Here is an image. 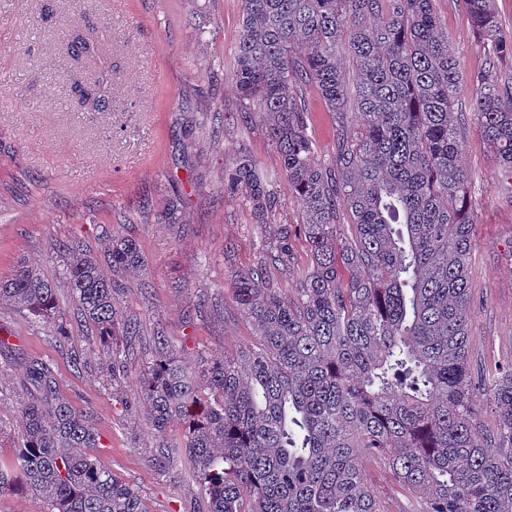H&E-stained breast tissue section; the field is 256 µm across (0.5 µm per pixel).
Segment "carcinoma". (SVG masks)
<instances>
[{"mask_svg": "<svg viewBox=\"0 0 512 512\" xmlns=\"http://www.w3.org/2000/svg\"><path fill=\"white\" fill-rule=\"evenodd\" d=\"M486 52L470 110L448 30L433 0H241L232 79L239 120L264 125L290 190L311 263L294 287L288 227L264 238V261L232 288L255 344L202 355L190 366L168 340L140 374L138 400L162 434L184 425L182 445L204 512H388L363 471L376 464L420 512H512V364L475 367L468 266L472 183L462 129L476 124L512 172V31L492 0H460ZM65 54L97 56L79 30ZM310 84L334 123L336 153L318 155L305 100ZM78 104L112 109L100 83L74 87ZM224 193L267 225L274 192L241 152L224 169ZM348 210L355 236L340 238ZM77 315L112 368L136 323L116 295L120 274L144 263L131 236H109L110 271L77 243L62 246ZM8 302L67 336L57 284L19 263L0 279ZM30 395L18 407L14 457L0 461V491H32L48 512H146L137 489L101 467L90 415L58 392L52 364L24 361ZM492 405V430L478 408Z\"/></svg>", "mask_w": 512, "mask_h": 512, "instance_id": "carcinoma-1", "label": "carcinoma"}]
</instances>
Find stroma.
Instances as JSON below:
<instances>
[{
    "instance_id": "35a3bbf8",
    "label": "stroma",
    "mask_w": 512,
    "mask_h": 512,
    "mask_svg": "<svg viewBox=\"0 0 512 512\" xmlns=\"http://www.w3.org/2000/svg\"><path fill=\"white\" fill-rule=\"evenodd\" d=\"M53 17L42 22L45 8ZM463 76L484 65V49L457 0H435ZM240 0H0V277L20 261L62 276L59 247L78 241L104 258V232L132 234L145 264L125 275L119 300L140 323L119 374H112L89 326L71 320L64 342L12 306L0 305V460L13 456L26 398V357L53 366L59 392L93 415L99 464L136 488L148 512H197L198 486L184 460L160 461L180 441L174 421L157 434L135 395V377L165 336L185 361L254 343L232 297L235 275L263 260L264 231L247 206L224 194V170L248 152L276 192L274 224L293 230L295 262L310 260L298 228L301 208L261 124L235 119L231 79ZM93 28L100 60L70 63L65 39ZM108 82L112 109L86 112L77 82ZM303 93L322 159L336 151L333 122L313 86ZM474 193L469 283L470 355L485 366L512 363V175H505L477 127L465 139ZM179 198V221L158 213ZM65 312L73 304L58 287ZM388 512H417L385 469L368 470Z\"/></svg>"
}]
</instances>
